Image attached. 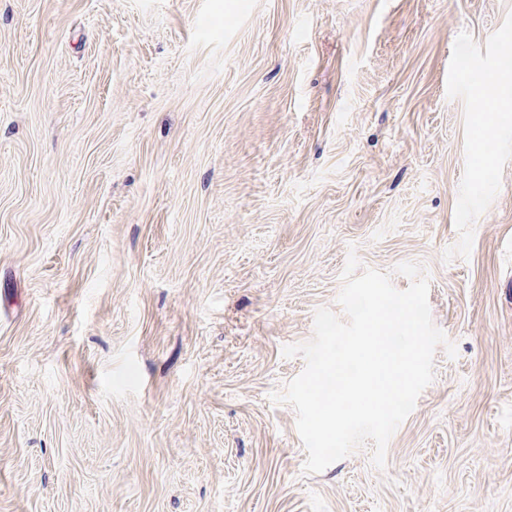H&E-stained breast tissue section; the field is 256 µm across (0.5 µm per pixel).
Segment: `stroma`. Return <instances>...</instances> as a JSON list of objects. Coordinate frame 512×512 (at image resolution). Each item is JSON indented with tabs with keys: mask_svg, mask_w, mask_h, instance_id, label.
<instances>
[{
	"mask_svg": "<svg viewBox=\"0 0 512 512\" xmlns=\"http://www.w3.org/2000/svg\"><path fill=\"white\" fill-rule=\"evenodd\" d=\"M512 0H0V512H512ZM457 349L308 474L349 253Z\"/></svg>",
	"mask_w": 512,
	"mask_h": 512,
	"instance_id": "obj_1",
	"label": "stroma"
}]
</instances>
